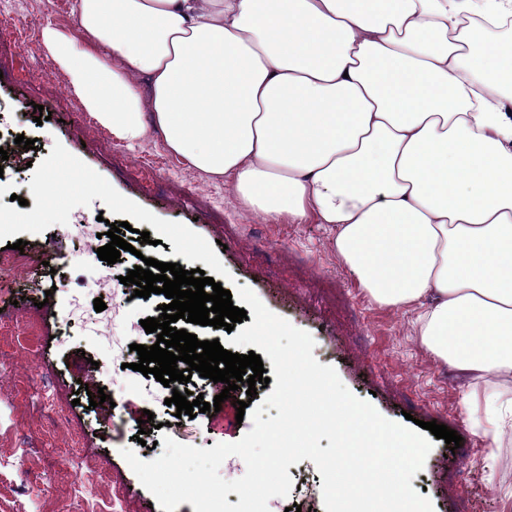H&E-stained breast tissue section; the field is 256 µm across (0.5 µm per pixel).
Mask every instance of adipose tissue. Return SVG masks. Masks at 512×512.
<instances>
[{"mask_svg": "<svg viewBox=\"0 0 512 512\" xmlns=\"http://www.w3.org/2000/svg\"><path fill=\"white\" fill-rule=\"evenodd\" d=\"M43 41L89 112L265 219L331 225L377 305L512 435V0H76ZM147 86H140V76Z\"/></svg>", "mask_w": 512, "mask_h": 512, "instance_id": "ef3b65f1", "label": "adipose tissue"}]
</instances>
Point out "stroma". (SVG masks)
I'll list each match as a JSON object with an SVG mask.
<instances>
[{"instance_id": "stroma-1", "label": "stroma", "mask_w": 512, "mask_h": 512, "mask_svg": "<svg viewBox=\"0 0 512 512\" xmlns=\"http://www.w3.org/2000/svg\"><path fill=\"white\" fill-rule=\"evenodd\" d=\"M75 0H0V121L17 124L35 142L31 166L0 172V203L29 198L34 164L61 144L105 178L121 195L160 219L189 226L209 244L241 286L274 314L315 341L320 364L334 367L344 386L386 419L406 416L447 425L461 435L450 449L435 440L412 480L433 512H512V444L500 448L497 473L482 465L487 442L473 426L464 391L453 371L420 346L414 314L375 305L340 262L327 225L264 221L231 199L223 182L211 181L164 148L159 136L128 146L103 127L70 88L51 58L42 28L73 36L79 29ZM51 118L36 123L35 106ZM23 255L42 272L23 281L0 269V512H162L121 454L133 449L150 461L162 454V435L210 448L238 441L250 420L236 421L232 400L220 411L182 415L155 395L154 377L122 367L112 346L85 324L95 317L90 292L100 260L79 253L73 225L24 234ZM157 296L131 302L109 328L121 337L133 330L150 345L142 320L159 317ZM112 401L90 407L97 390ZM153 412L157 425L137 442L138 421ZM120 414L124 425L112 423ZM288 497H275L269 512L299 502L301 490L321 499L322 476L311 460L289 466Z\"/></svg>"}]
</instances>
